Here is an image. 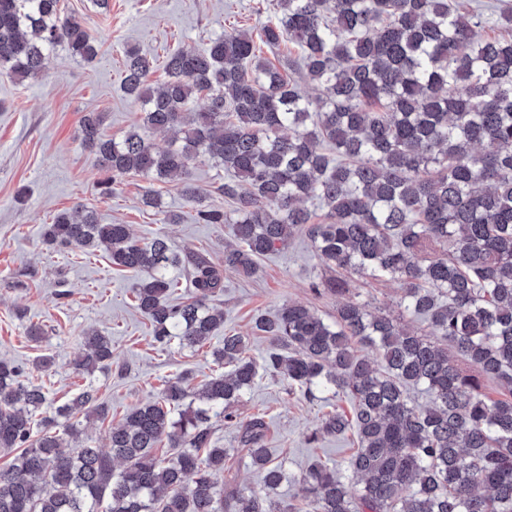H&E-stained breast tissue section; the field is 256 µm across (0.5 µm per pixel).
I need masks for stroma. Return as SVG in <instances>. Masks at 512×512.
<instances>
[{"label": "stroma", "instance_id": "1", "mask_svg": "<svg viewBox=\"0 0 512 512\" xmlns=\"http://www.w3.org/2000/svg\"><path fill=\"white\" fill-rule=\"evenodd\" d=\"M99 12L92 0H61L65 12L80 17L97 46L86 62L60 49L36 77L18 81L0 75V358L22 364L30 382L43 386L47 410L67 402L80 386L90 384L108 411L105 422L87 430L93 446L108 444L112 425L132 408L153 400L164 381L188 372L194 381L220 374L213 343L193 349L156 343L150 325L136 310L132 290L137 274L112 266L103 251L51 249L44 245L46 224L65 210L80 206L102 224L129 225L136 240L165 236L181 252L200 253L215 266L224 264L227 225L201 224L196 206L183 194L184 182L160 180L131 172L118 178L111 194L99 187L104 174L97 155L80 139L83 116H104L103 132L121 137L140 125L138 106L123 91L125 52L135 47L154 56L152 86L166 81V56L199 49L228 26L258 30L274 13L269 0H109ZM224 167L201 157L190 165L188 183L209 208L226 211L231 204L219 192ZM161 201L145 206L146 195ZM180 214L177 224L162 221V210ZM327 270L309 237L294 234L287 246L263 256L254 275L225 272L224 288L212 302L224 311L225 330L245 336L249 353L262 356L269 347L254 329L260 314L299 302L324 318L349 298L368 310L398 313L397 282L355 278L347 296L314 294L309 285ZM43 336L32 340L29 325ZM96 329L112 338V365L91 374L74 370L84 331ZM52 359L50 369L39 359ZM249 415L267 414L266 446L287 473L313 463L345 460L354 446L352 432L317 435L327 405L298 389L263 377L241 407Z\"/></svg>", "mask_w": 512, "mask_h": 512}]
</instances>
